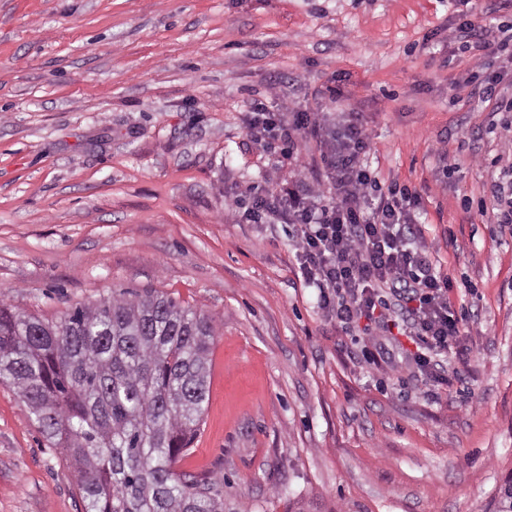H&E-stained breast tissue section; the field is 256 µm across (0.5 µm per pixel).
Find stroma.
Returning a JSON list of instances; mask_svg holds the SVG:
<instances>
[{
    "instance_id": "35a3bbf8",
    "label": "stroma",
    "mask_w": 512,
    "mask_h": 512,
    "mask_svg": "<svg viewBox=\"0 0 512 512\" xmlns=\"http://www.w3.org/2000/svg\"><path fill=\"white\" fill-rule=\"evenodd\" d=\"M465 17L512 25V0H0V295L49 321L123 291L210 317L209 399L174 469L217 481L238 512H485L512 479V229L480 213L512 142L448 39ZM271 93L360 113L381 183L420 190L472 350L446 358L441 398L409 379L400 328L398 370H378L373 323L325 317L292 225L229 217L320 175L315 139L277 169L247 135L244 112ZM0 512H83L5 383Z\"/></svg>"
}]
</instances>
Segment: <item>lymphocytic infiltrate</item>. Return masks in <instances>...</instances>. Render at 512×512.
Wrapping results in <instances>:
<instances>
[{
    "mask_svg": "<svg viewBox=\"0 0 512 512\" xmlns=\"http://www.w3.org/2000/svg\"><path fill=\"white\" fill-rule=\"evenodd\" d=\"M473 49L472 66L483 71L482 95L497 112H512V98L496 95L499 73L492 59L512 47V40L489 39L488 29L463 19L449 35ZM257 140L288 144L277 165H299L297 143L316 139L321 148V177L293 189L256 195L244 217L257 224H291L296 228L295 256L306 286L319 290L320 306L339 326L374 318L381 292L391 300L386 310L403 313L417 351L413 362L438 397L448 384L442 358L461 331L448 300V275L427 257L425 244L409 248L403 230L413 224L420 192L409 185L381 184L367 161L371 133L359 113L328 118L300 105L270 99L251 103L243 116Z\"/></svg>",
    "mask_w": 512,
    "mask_h": 512,
    "instance_id": "lymphocytic-infiltrate-1",
    "label": "lymphocytic infiltrate"
}]
</instances>
